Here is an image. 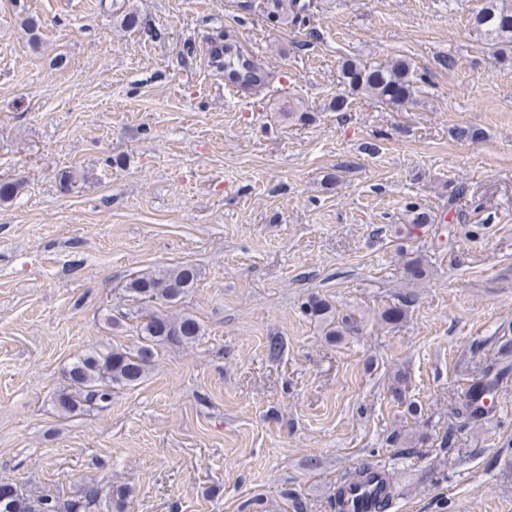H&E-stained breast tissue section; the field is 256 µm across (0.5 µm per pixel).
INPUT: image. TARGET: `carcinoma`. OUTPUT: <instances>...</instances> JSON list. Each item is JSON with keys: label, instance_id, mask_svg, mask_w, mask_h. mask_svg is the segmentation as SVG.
Returning a JSON list of instances; mask_svg holds the SVG:
<instances>
[{"label": "carcinoma", "instance_id": "carcinoma-1", "mask_svg": "<svg viewBox=\"0 0 512 512\" xmlns=\"http://www.w3.org/2000/svg\"><path fill=\"white\" fill-rule=\"evenodd\" d=\"M310 4L304 0H273L272 15L280 21H298ZM475 31L495 45L503 59L512 58V0H487L473 21ZM222 42L212 46L209 62L224 72V79L244 91L265 80V74L234 36L220 33ZM343 82L351 92L380 100L390 106H402L416 92L417 77L407 61L392 59L368 65L357 59H347L341 65ZM198 281L194 267L183 265L158 273H139L131 276L125 286L130 300L139 303L141 322L138 325L139 345L133 350L114 346L106 351H87L78 356L65 371L66 385L55 396L56 409L72 416L106 408L119 389L140 384L153 368L156 348L164 346L191 347L202 328L188 314L173 315L164 306L177 303ZM415 295L406 292L399 302L387 307L381 318L394 323L402 319ZM306 313L324 324L325 336L343 338L359 331L357 321L350 316L336 320L332 306L318 297L306 302ZM512 374V365L488 367L472 380L464 393L460 413L470 421H479L492 409L502 381ZM130 491L122 486L86 484L78 494L67 500L52 495H35L21 487L13 497L0 503V512H91L101 501L109 503L111 512H127Z\"/></svg>", "mask_w": 512, "mask_h": 512}]
</instances>
